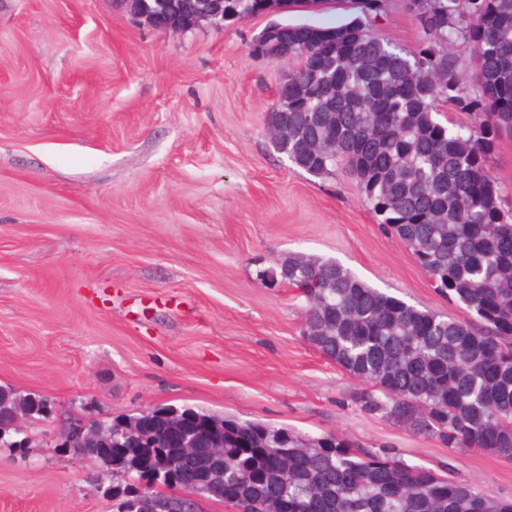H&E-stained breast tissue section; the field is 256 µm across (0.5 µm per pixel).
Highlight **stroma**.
I'll list each match as a JSON object with an SVG mask.
<instances>
[{"instance_id": "35a3bbf8", "label": "stroma", "mask_w": 512, "mask_h": 512, "mask_svg": "<svg viewBox=\"0 0 512 512\" xmlns=\"http://www.w3.org/2000/svg\"><path fill=\"white\" fill-rule=\"evenodd\" d=\"M355 15L339 0L175 32L114 0H0V388L55 411L27 420L23 452L0 447V512H114L122 473L59 446L87 406L105 422L191 407L342 432L512 498V460L361 414L357 381L302 336L305 298L257 278L316 255L462 315L355 182L306 174L265 134L288 62L252 55L253 37ZM372 28L421 40L400 0Z\"/></svg>"}]
</instances>
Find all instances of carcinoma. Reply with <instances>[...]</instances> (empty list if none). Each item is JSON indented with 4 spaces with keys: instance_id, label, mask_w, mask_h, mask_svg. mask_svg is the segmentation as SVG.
Wrapping results in <instances>:
<instances>
[{
    "instance_id": "cac0c4a2",
    "label": "carcinoma",
    "mask_w": 512,
    "mask_h": 512,
    "mask_svg": "<svg viewBox=\"0 0 512 512\" xmlns=\"http://www.w3.org/2000/svg\"><path fill=\"white\" fill-rule=\"evenodd\" d=\"M352 4L363 18L339 28L287 25L294 58L278 99L288 101V131L273 147L312 176L352 178L377 224L466 317L419 309L332 259L289 256L285 285L305 294L309 344L362 383L360 413L512 459V211L490 169L512 139V0H406L422 33L411 51L367 27L387 0ZM455 47L471 55L469 89ZM442 102L469 123L441 119ZM149 430L157 447L107 451L153 464L178 452L167 421ZM321 440L224 417V488L236 512H259L266 498L288 512H512V500L391 448ZM211 467L202 448L183 468L197 492L212 494Z\"/></svg>"
}]
</instances>
